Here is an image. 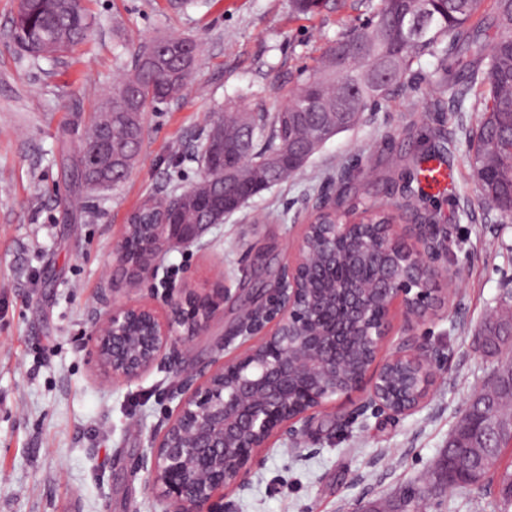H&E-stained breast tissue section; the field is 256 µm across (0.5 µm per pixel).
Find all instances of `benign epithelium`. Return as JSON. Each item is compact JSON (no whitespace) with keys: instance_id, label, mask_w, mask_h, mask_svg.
Instances as JSON below:
<instances>
[{"instance_id":"benign-epithelium-1","label":"benign epithelium","mask_w":512,"mask_h":512,"mask_svg":"<svg viewBox=\"0 0 512 512\" xmlns=\"http://www.w3.org/2000/svg\"><path fill=\"white\" fill-rule=\"evenodd\" d=\"M277 284L264 303L249 306L224 346L230 354L200 371L181 367L183 349L205 331L231 288L182 289L168 298L165 314L151 304L112 306L91 337L99 370L113 380L133 381L154 368L177 378L164 394L178 400L148 447L133 459L131 472H147L155 496L166 512H224L230 490L249 485L251 469L263 448L276 440L301 443L317 415L336 402L359 394L355 412L409 415L427 403L439 352L422 343L413 322L436 303L434 284L454 281L448 272V225L377 224L369 251L380 258H398L413 267L411 279L386 277L378 304L351 285L338 290L310 288L305 269L330 243L358 237L356 224L297 225ZM194 235L176 224H152L142 240L124 232L118 244L126 272H144L152 258ZM402 308L406 328L391 340L394 307ZM359 346L363 360L358 382L336 388V355L343 346ZM407 364L425 378L409 401L394 403L383 390L390 368Z\"/></svg>"}]
</instances>
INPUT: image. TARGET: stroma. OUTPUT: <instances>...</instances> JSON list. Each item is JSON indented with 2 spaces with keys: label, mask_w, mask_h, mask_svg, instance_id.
Wrapping results in <instances>:
<instances>
[{
  "label": "stroma",
  "mask_w": 512,
  "mask_h": 512,
  "mask_svg": "<svg viewBox=\"0 0 512 512\" xmlns=\"http://www.w3.org/2000/svg\"><path fill=\"white\" fill-rule=\"evenodd\" d=\"M94 23L86 40L54 61H32L17 46L19 0H0V512H164L146 472L128 460L147 448L170 406L173 382L154 370L132 381L106 378L90 336L112 305L163 307L167 288L214 287L226 279L238 299L221 306L190 341L183 367L202 369L222 354L256 288H271L296 227L321 198L385 196L430 155L438 134L448 149L447 190L425 189L424 205L448 227L455 285L416 325L441 360L428 403L410 415L357 416L337 400L301 445L262 449L249 486L230 492L232 512H396L409 492L433 489L425 512H492L490 497L439 491L432 467L470 398L497 366L478 331L512 293V223L479 196L468 134L485 83L449 96L436 112L421 96H388L328 141L297 174L253 197L223 223L154 259V272L129 280L114 245L150 197L194 184V157L211 120L243 103L274 113L308 68L380 0H323L311 14L293 0H82ZM195 40L200 55L183 96L148 109L128 178L98 193L73 176L64 149L75 125L99 112L157 37ZM351 173L344 193L342 173Z\"/></svg>",
  "instance_id": "35a3bbf8"
}]
</instances>
